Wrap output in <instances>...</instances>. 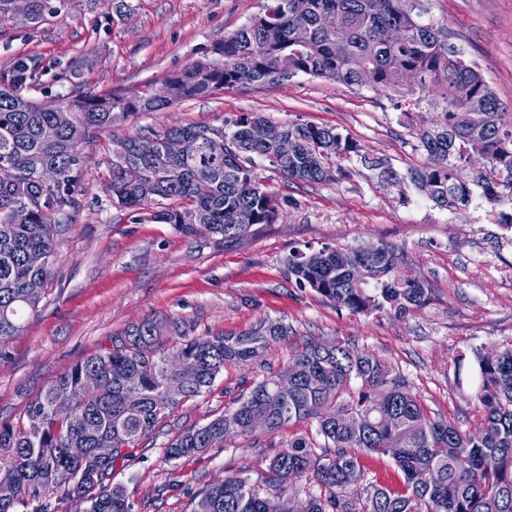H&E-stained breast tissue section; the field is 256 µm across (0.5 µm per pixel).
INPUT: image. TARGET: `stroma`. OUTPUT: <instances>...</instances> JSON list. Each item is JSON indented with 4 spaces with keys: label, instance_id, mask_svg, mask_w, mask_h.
Segmentation results:
<instances>
[{
    "label": "stroma",
    "instance_id": "1",
    "mask_svg": "<svg viewBox=\"0 0 512 512\" xmlns=\"http://www.w3.org/2000/svg\"><path fill=\"white\" fill-rule=\"evenodd\" d=\"M40 24L18 12L0 16V76L14 62L36 68L22 89L40 104L57 96L159 90L171 75L213 55L225 36L263 12L268 0H53ZM423 22L447 28L466 61L477 66L505 111L512 112V0H424ZM260 112L275 124L299 121L337 128L360 153L343 160L346 176L291 181L265 160L256 172L283 199L273 224H259L232 242L116 208L106 191L112 140L174 125L223 127L225 119ZM435 114L407 120L387 91L349 88L298 74L282 84H235L156 112H138L92 134L74 169L76 205L51 212L64 225L43 298L23 330L0 342V421L24 422L25 411L60 374L101 349L121 344L135 323L181 321L188 336L235 334L259 319L282 320L285 338L246 366L231 365L201 396L167 411L129 457L117 461L112 484L134 512H191L206 484L248 471L259 480L276 448L313 423L227 438L224 445L181 459L167 446L186 429L233 410L254 384L282 370L315 341L341 342L375 354L395 369L428 415L474 434L483 412L472 397L476 348L512 345V240L481 223L476 204L437 207L417 186L382 182L367 160L387 159L404 173L431 159L415 134ZM388 243L404 250L407 273L428 282L427 304L397 318L352 314L289 280L286 260L297 249Z\"/></svg>",
    "mask_w": 512,
    "mask_h": 512
}]
</instances>
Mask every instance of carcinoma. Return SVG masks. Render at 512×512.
<instances>
[{"mask_svg":"<svg viewBox=\"0 0 512 512\" xmlns=\"http://www.w3.org/2000/svg\"><path fill=\"white\" fill-rule=\"evenodd\" d=\"M31 22L54 12L51 0H29ZM420 0H270L265 11L224 38L220 58H203L165 83L166 94L131 96L64 95L58 104L71 112L67 127L53 128V113L17 93L33 80L35 69L18 65L0 81V340L23 330L25 311L41 302L56 254L59 224L42 223L43 210L75 205L72 186L78 145L96 131L134 112H155L184 98L206 97L239 83H268L284 67L288 78L299 73L334 80L349 88L378 85L389 90L396 108L428 105L435 122L418 129L421 147L432 164L398 175L379 159L382 180L400 187L405 181L434 187L431 200L441 208L470 201L458 170L470 155L487 159L488 169L474 186L491 204L512 201V115L503 112L476 66L462 57L448 30L418 21ZM335 18L333 31L321 19ZM307 25L304 44L295 42L292 24ZM404 32L402 42L375 46L382 28ZM418 82L409 86L405 75ZM266 118L242 112L224 128L175 125L152 134L178 136L186 142L179 158L143 161L138 185L122 174L125 150L142 136L114 142L108 192L119 208L142 210L153 202L167 206L150 218L174 225L186 235L202 229L220 241L248 234L254 224H273L281 214L280 198L262 184L255 158L268 161L289 180L321 182L335 171L356 144L334 127L296 121L281 124L295 142L284 158L272 143L251 140L249 127ZM53 165L60 179L45 189L39 169ZM209 183L205 196L196 182ZM185 209L199 223L182 224ZM40 253L44 266L29 256ZM408 257L387 244L372 252L358 247L323 246L293 252L286 260L288 278L352 314L386 313L405 317L429 299L428 283L403 273ZM177 340L170 351L160 346L151 322L133 326L126 343L77 363L55 379L26 410V423L0 422V474L8 473L13 491L0 496V512H19L40 493L66 488L82 498L85 512H133L119 485L109 483L125 448H135L152 433L165 411L204 393L229 364L246 365L272 342L288 336L280 320L263 319L237 334L189 338L171 323ZM180 356L189 371L169 364ZM475 398L484 413L479 434L470 435L443 419H432L408 384L380 358L338 342H309L283 370L264 378L243 395L237 407L201 427L179 435L166 450L170 459L190 457L224 442L235 421L253 415L269 419L266 432L311 421L324 450L310 437L288 440L269 459L263 483L235 474L203 487L193 512H279L290 500L292 512H512V347L473 351ZM102 377L100 393L83 387L86 375ZM358 381L351 388L352 380ZM112 437L114 452L95 454L96 441ZM84 448L83 458L68 449ZM390 457L402 474L403 489L363 484L360 455ZM306 477L313 487L302 493L293 480Z\"/></svg>","mask_w":512,"mask_h":512,"instance_id":"obj_1","label":"carcinoma"}]
</instances>
